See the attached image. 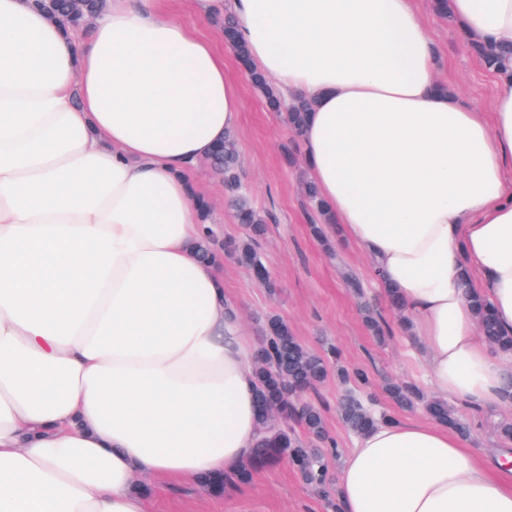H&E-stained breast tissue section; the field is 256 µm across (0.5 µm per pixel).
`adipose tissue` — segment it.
<instances>
[{"label":"adipose tissue","mask_w":512,"mask_h":512,"mask_svg":"<svg viewBox=\"0 0 512 512\" xmlns=\"http://www.w3.org/2000/svg\"><path fill=\"white\" fill-rule=\"evenodd\" d=\"M238 21L251 62L312 110L308 174L332 230L396 289L429 385L479 415L512 392V80L493 108L438 92L419 0H193ZM459 34L512 45V0H448ZM224 52L162 0H107L64 31L0 0V512H151L155 490L246 463L253 342L202 260L198 162L240 122ZM336 512H512V452L382 422ZM473 306L479 312V322L483 335L486 339L504 354L512 353V335L504 336L497 328L496 323L489 311L487 303L479 296H473Z\"/></svg>","instance_id":"ef3b65f1"}]
</instances>
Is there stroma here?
<instances>
[{
  "label": "stroma",
  "mask_w": 512,
  "mask_h": 512,
  "mask_svg": "<svg viewBox=\"0 0 512 512\" xmlns=\"http://www.w3.org/2000/svg\"><path fill=\"white\" fill-rule=\"evenodd\" d=\"M423 12L440 60L438 79L480 108L490 109L497 75L484 67L448 18L438 16L428 6ZM224 75L235 83L242 100L236 137L247 197L273 215L259 248L273 288L253 282L235 259L224 260V286L236 303L248 337L259 342L266 318L279 316L309 349L325 354L338 348L343 365L368 372L379 411L398 420L425 418L422 407L400 409L386 394L385 384L390 380L414 383L425 392L430 386L422 351L404 333L397 313L387 306L367 260L343 238H336L327 247L310 232L314 212L305 195L309 177L300 137L284 124L280 113L269 109L229 49L224 52ZM197 180L214 215L222 219L221 238H244V227L234 221L225 206L223 179L202 164ZM344 267L362 280L368 302L386 326L384 338H377L368 329L354 295L341 278ZM344 390L339 379L331 375L314 396L341 453L354 445L353 434L336 413V400ZM467 421L471 430L468 443L491 456L502 445L500 427L512 421V406L506 404L479 417L471 415ZM155 497V512H327L314 490L284 461L256 471L241 491L232 495H217L202 486H180Z\"/></svg>",
  "instance_id": "stroma-1"
}]
</instances>
